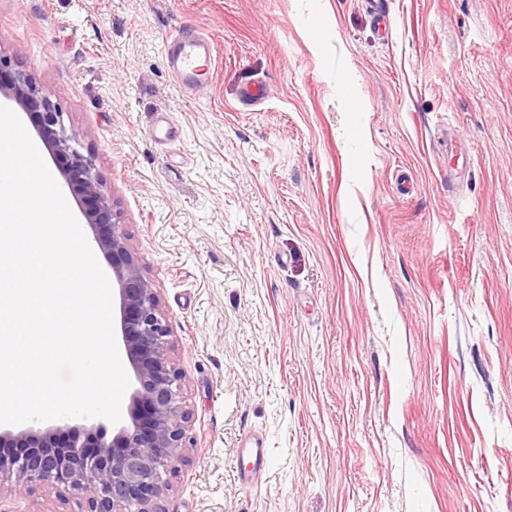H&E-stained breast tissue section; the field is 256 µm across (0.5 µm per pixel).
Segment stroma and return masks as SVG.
<instances>
[{"label": "stroma", "instance_id": "1", "mask_svg": "<svg viewBox=\"0 0 512 512\" xmlns=\"http://www.w3.org/2000/svg\"><path fill=\"white\" fill-rule=\"evenodd\" d=\"M379 11L0 0V53L93 148L178 343L194 445L166 512H512V0ZM182 29L215 47L192 94ZM166 59L180 85L193 91L210 82L215 64L213 43L194 31H183L167 41ZM205 64L200 66L199 61ZM252 442L248 449L251 467L249 469L237 467L238 479L244 482L253 481L263 473L268 462V448L263 437L254 436L249 438Z\"/></svg>", "mask_w": 512, "mask_h": 512}]
</instances>
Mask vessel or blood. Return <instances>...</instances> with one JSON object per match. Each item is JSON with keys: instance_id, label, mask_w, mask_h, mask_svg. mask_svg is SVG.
<instances>
[{"instance_id": "obj_1", "label": "vessel or blood", "mask_w": 512, "mask_h": 512, "mask_svg": "<svg viewBox=\"0 0 512 512\" xmlns=\"http://www.w3.org/2000/svg\"><path fill=\"white\" fill-rule=\"evenodd\" d=\"M166 59L178 82L186 90L203 86L212 78L214 46L199 33L185 31L168 40ZM248 454L250 468H243L238 472L239 480L244 482L253 481L267 466L268 449L263 437H252Z\"/></svg>"}]
</instances>
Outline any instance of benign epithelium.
Instances as JSON below:
<instances>
[{"label":"benign epithelium","instance_id":"7a95c632","mask_svg":"<svg viewBox=\"0 0 512 512\" xmlns=\"http://www.w3.org/2000/svg\"><path fill=\"white\" fill-rule=\"evenodd\" d=\"M0 97L28 113L61 175L85 205L84 217L101 252L112 260L118 291L119 341L130 367L127 417L112 427V440L87 441L83 425L0 428V512H21L13 501L48 484L82 497L83 512H165L168 476L186 462L193 445L175 342L160 297L137 248L117 220L103 190L92 149L69 134L62 112L31 75L0 53Z\"/></svg>","mask_w":512,"mask_h":512}]
</instances>
